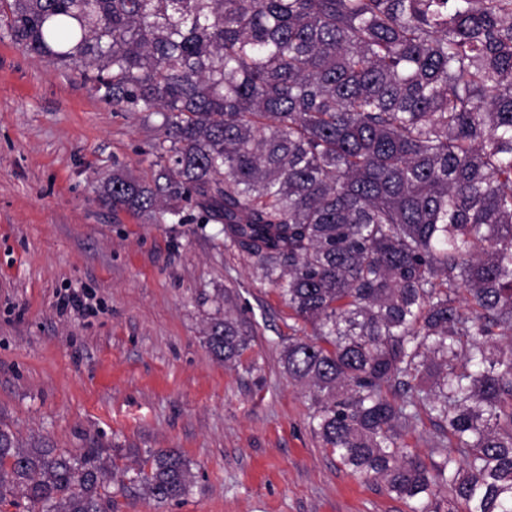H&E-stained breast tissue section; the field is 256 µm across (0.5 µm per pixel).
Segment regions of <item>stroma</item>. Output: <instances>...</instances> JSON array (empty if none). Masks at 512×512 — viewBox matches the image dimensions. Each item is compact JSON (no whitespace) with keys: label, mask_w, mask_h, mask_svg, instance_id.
I'll return each instance as SVG.
<instances>
[{"label":"stroma","mask_w":512,"mask_h":512,"mask_svg":"<svg viewBox=\"0 0 512 512\" xmlns=\"http://www.w3.org/2000/svg\"><path fill=\"white\" fill-rule=\"evenodd\" d=\"M161 122L0 32V425L119 471L175 448L197 476L162 506L111 482L112 512H410L322 447L281 363L296 321L223 225L102 197L118 168L154 183ZM72 292L83 309L60 312ZM221 312L254 338L242 363L206 347Z\"/></svg>","instance_id":"35a3bbf8"}]
</instances>
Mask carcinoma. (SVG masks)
<instances>
[{
  "label": "carcinoma",
  "instance_id": "carcinoma-1",
  "mask_svg": "<svg viewBox=\"0 0 512 512\" xmlns=\"http://www.w3.org/2000/svg\"><path fill=\"white\" fill-rule=\"evenodd\" d=\"M0 24L162 116L165 184L116 170L104 193L224 225L302 322L283 367L344 469L411 512H512V0H0ZM205 337L251 348L227 314ZM112 477L0 427L13 507L108 512ZM194 483L173 448L121 479L158 504Z\"/></svg>",
  "mask_w": 512,
  "mask_h": 512
}]
</instances>
